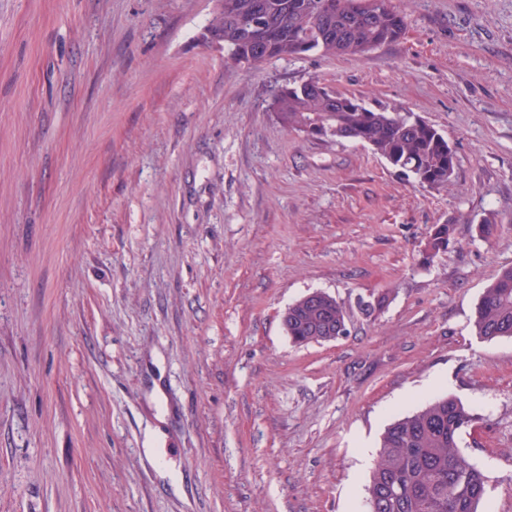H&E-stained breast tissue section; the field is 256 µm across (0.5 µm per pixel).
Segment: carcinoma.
<instances>
[{"mask_svg": "<svg viewBox=\"0 0 512 512\" xmlns=\"http://www.w3.org/2000/svg\"><path fill=\"white\" fill-rule=\"evenodd\" d=\"M218 9L202 40L224 37L228 61L249 68L272 58L363 57L405 33L406 17L393 0H217ZM270 110L286 128L310 136L352 139L368 146L422 188L448 184L457 159L447 137L407 112L371 109L353 96L308 80L280 87ZM454 224H437L422 257L431 263L448 249ZM387 295L359 302L368 317L381 311ZM473 329L484 339L512 338V266L502 268L484 288L474 310ZM283 330L295 345L320 343L346 326L343 307L318 291L288 305ZM476 420L453 397L396 418L382 434L367 488L365 512H480L487 476L458 448Z\"/></svg>", "mask_w": 512, "mask_h": 512, "instance_id": "cac0c4a2", "label": "carcinoma"}]
</instances>
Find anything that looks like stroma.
<instances>
[{
	"mask_svg": "<svg viewBox=\"0 0 512 512\" xmlns=\"http://www.w3.org/2000/svg\"><path fill=\"white\" fill-rule=\"evenodd\" d=\"M394 3L366 57L254 70L202 42L216 0H0V512H362L360 448L444 395L512 512V339L472 328L512 266V0ZM312 78L443 132L448 185L283 128ZM317 290L349 332L294 345ZM454 231V224H437L430 233L422 257L425 263L430 264L440 253L445 252Z\"/></svg>",
	"mask_w": 512,
	"mask_h": 512,
	"instance_id": "1",
	"label": "stroma"
}]
</instances>
